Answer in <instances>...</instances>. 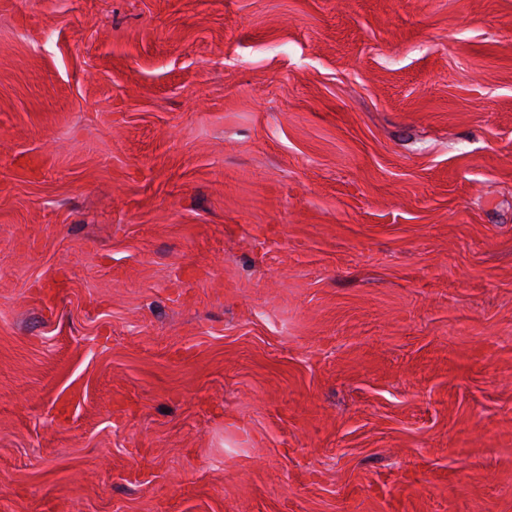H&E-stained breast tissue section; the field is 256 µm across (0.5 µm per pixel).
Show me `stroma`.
Wrapping results in <instances>:
<instances>
[{
  "label": "stroma",
  "instance_id": "1",
  "mask_svg": "<svg viewBox=\"0 0 512 512\" xmlns=\"http://www.w3.org/2000/svg\"><path fill=\"white\" fill-rule=\"evenodd\" d=\"M0 512H512V0H0Z\"/></svg>",
  "mask_w": 512,
  "mask_h": 512
}]
</instances>
